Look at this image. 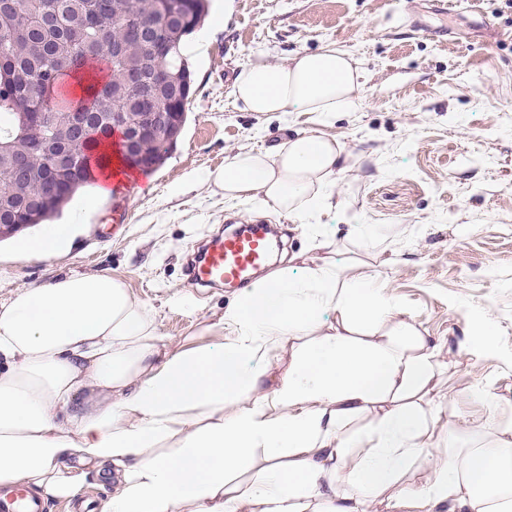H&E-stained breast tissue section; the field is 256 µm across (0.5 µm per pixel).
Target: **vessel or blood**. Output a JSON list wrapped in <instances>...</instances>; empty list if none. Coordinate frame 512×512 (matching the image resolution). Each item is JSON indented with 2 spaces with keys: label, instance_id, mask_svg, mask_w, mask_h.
<instances>
[{
  "label": "vessel or blood",
  "instance_id": "obj_1",
  "mask_svg": "<svg viewBox=\"0 0 512 512\" xmlns=\"http://www.w3.org/2000/svg\"><path fill=\"white\" fill-rule=\"evenodd\" d=\"M270 241L259 225L216 233L189 259L187 283L195 288L240 286L269 261ZM0 512H46L41 499L21 485L0 486Z\"/></svg>",
  "mask_w": 512,
  "mask_h": 512
}]
</instances>
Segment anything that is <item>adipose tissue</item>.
<instances>
[{"instance_id":"obj_1","label":"adipose tissue","mask_w":512,"mask_h":512,"mask_svg":"<svg viewBox=\"0 0 512 512\" xmlns=\"http://www.w3.org/2000/svg\"><path fill=\"white\" fill-rule=\"evenodd\" d=\"M359 75L325 47L235 79L251 112L353 111ZM342 149L313 130L243 150L204 180L226 203L325 210ZM47 225L25 256L68 252ZM336 316L327 326L323 315ZM172 345L147 303L107 273L20 288L0 302V484L70 501L90 472L98 512H512V426L477 446L429 441L438 352L375 281L328 263L277 270ZM431 474L398 490L411 465ZM111 489L110 482L103 476H98L93 471L89 475L86 483L78 490L75 497L79 494H86L91 497L93 502H96L107 497Z\"/></svg>"}]
</instances>
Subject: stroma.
<instances>
[{"instance_id": "1", "label": "stroma", "mask_w": 512, "mask_h": 512, "mask_svg": "<svg viewBox=\"0 0 512 512\" xmlns=\"http://www.w3.org/2000/svg\"><path fill=\"white\" fill-rule=\"evenodd\" d=\"M423 5L412 31L405 10ZM192 77L182 134L165 162L135 171L121 192L82 189L58 218L84 231L53 261L0 243V300L69 274L108 273L155 311L173 342L204 344L203 321L238 298L229 288L192 291L188 252L227 219L274 224L280 248L270 270L320 256L337 279L360 271L386 288L429 342L459 354L442 360L434 438L447 429L489 437L512 421V11L502 0H458L440 14L431 0H210L187 37ZM333 45L363 72L357 109L320 125L315 114L246 111L233 84L242 67L287 63ZM321 129L343 149L330 209L315 227L273 211L225 204L201 180L241 150H272L296 132ZM364 228L349 231L352 220ZM493 323L496 353H476L473 323ZM502 399L493 419L458 405L479 387Z\"/></svg>"}]
</instances>
